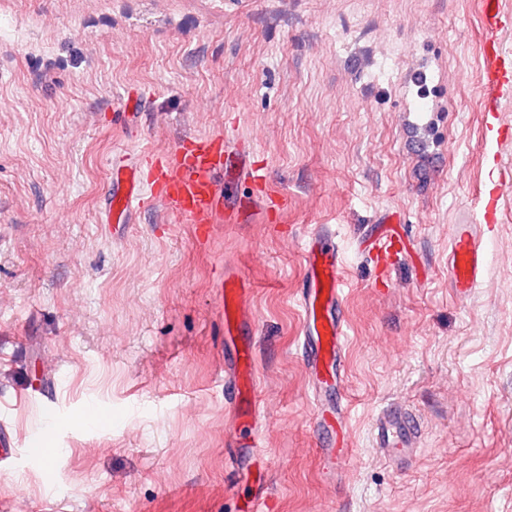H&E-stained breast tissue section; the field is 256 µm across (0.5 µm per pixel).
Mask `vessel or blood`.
<instances>
[{"mask_svg":"<svg viewBox=\"0 0 512 512\" xmlns=\"http://www.w3.org/2000/svg\"><path fill=\"white\" fill-rule=\"evenodd\" d=\"M485 30L481 55L483 77L487 86L499 94L512 92V52L504 49L499 35L512 29V9L503 0H479ZM236 169L239 177L261 187L266 183L262 168L246 164L240 147L220 137L204 136L183 141L163 160L151 175H143L142 164L123 166L112 178L108 195V211L125 218L144 194L159 196L171 214L194 224L197 237H205L211 224L219 218L243 224L247 214L240 208L225 209L224 196L218 184L225 170ZM503 196L499 190L485 192L479 213L463 211L452 226L448 241V278L459 299H466L483 281L487 255L483 238L487 225L500 221ZM406 249L402 236L380 234L371 238L369 251L379 265L401 259ZM343 257L335 239L325 232L312 233L305 243L303 287L300 306L303 311L302 354L314 380L341 373V348L345 321L343 302ZM227 285L220 290L219 306L224 312V333L237 335L253 318L248 303L247 282L228 275ZM254 357L250 345L236 349L232 366L236 380L254 386ZM418 428L409 418L381 416L376 423V446L390 460L408 452L415 443ZM50 453L44 432L28 436L22 450L24 458L38 461Z\"/></svg>","mask_w":512,"mask_h":512,"instance_id":"vessel-or-blood-1","label":"vessel or blood"}]
</instances>
